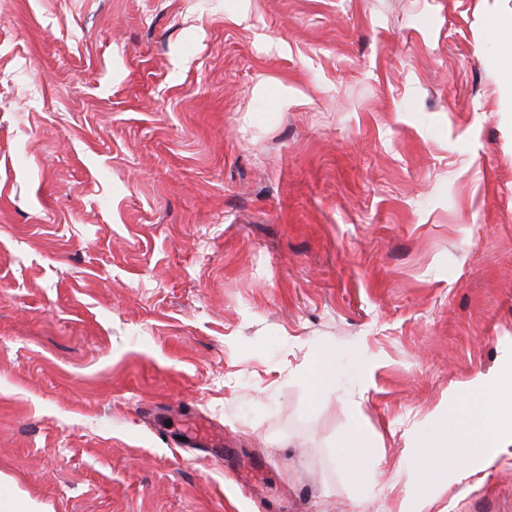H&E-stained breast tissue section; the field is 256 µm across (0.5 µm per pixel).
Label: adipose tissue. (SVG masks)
Listing matches in <instances>:
<instances>
[{
	"label": "adipose tissue",
	"instance_id": "obj_1",
	"mask_svg": "<svg viewBox=\"0 0 512 512\" xmlns=\"http://www.w3.org/2000/svg\"><path fill=\"white\" fill-rule=\"evenodd\" d=\"M456 428V445H448L440 439L431 440L425 447L426 456L462 470L472 449L512 445V404L503 395L501 380L482 382L465 399L464 412Z\"/></svg>",
	"mask_w": 512,
	"mask_h": 512
}]
</instances>
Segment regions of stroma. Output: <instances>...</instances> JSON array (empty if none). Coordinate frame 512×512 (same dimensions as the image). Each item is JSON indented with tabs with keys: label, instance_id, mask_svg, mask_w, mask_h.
I'll return each instance as SVG.
<instances>
[{
	"label": "stroma",
	"instance_id": "35a3bbf8",
	"mask_svg": "<svg viewBox=\"0 0 512 512\" xmlns=\"http://www.w3.org/2000/svg\"><path fill=\"white\" fill-rule=\"evenodd\" d=\"M495 23L512 0H0V492L512 512V445L416 468L512 374ZM189 417L222 446L176 447ZM355 425L375 458L337 465ZM331 367L330 358L321 357L311 370V392L314 399L321 400L331 391V386L327 378V371Z\"/></svg>",
	"mask_w": 512,
	"mask_h": 512
}]
</instances>
